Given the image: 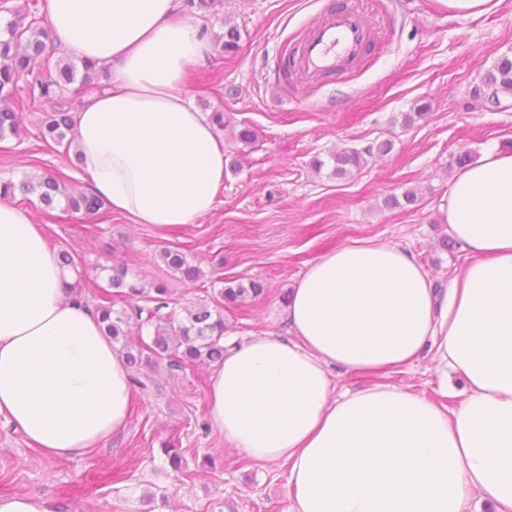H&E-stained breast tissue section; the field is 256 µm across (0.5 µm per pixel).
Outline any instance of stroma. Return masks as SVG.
I'll return each mask as SVG.
<instances>
[{
	"label": "stroma",
	"mask_w": 512,
	"mask_h": 512,
	"mask_svg": "<svg viewBox=\"0 0 512 512\" xmlns=\"http://www.w3.org/2000/svg\"><path fill=\"white\" fill-rule=\"evenodd\" d=\"M345 5L359 9L379 37L362 65L315 80L279 69L278 60L300 46L310 27ZM201 24L212 34L230 27L241 34L234 57L214 46L189 69L193 105L207 115L223 112L220 134L238 163L218 188L214 209L196 223L161 231L120 213L96 222L48 211L36 197L15 194L49 243L86 265L124 264L145 285L165 283L183 307L199 292L166 274L158 259L166 247L199 265L205 284L220 276L262 282V296L224 312L230 334L241 340L259 331L286 336L289 290L316 258L344 245H406L434 286L444 287L465 260L458 246H443L448 233L438 214L459 170L456 159L468 153L477 160L512 141V96L495 111L472 97L495 62L512 57V0H490L478 17L454 15L439 0H224L223 12ZM422 103L430 106L428 118L403 126V113ZM47 111L23 110L19 135L0 139V178L17 183L32 173L53 174L76 188L72 154L38 139ZM245 126L259 136L248 149L234 138ZM384 141L392 144L389 154L333 176L331 153ZM317 158L325 162L319 171L312 166ZM409 189L416 205L389 204ZM211 372L198 364L169 379L163 395L133 392L127 429L83 457L52 458L0 417V495L39 494L61 508L81 501L88 512H216L227 497L236 512H287L286 465L261 466L201 429ZM381 380L451 407L465 388L452 370L440 389L428 357L401 373L344 374L338 386L354 390ZM165 446L186 449L193 480L169 467Z\"/></svg>",
	"instance_id": "obj_1"
}]
</instances>
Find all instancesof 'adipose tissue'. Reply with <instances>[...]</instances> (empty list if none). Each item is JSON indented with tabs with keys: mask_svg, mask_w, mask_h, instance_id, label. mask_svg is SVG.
<instances>
[{
	"mask_svg": "<svg viewBox=\"0 0 512 512\" xmlns=\"http://www.w3.org/2000/svg\"><path fill=\"white\" fill-rule=\"evenodd\" d=\"M59 48L111 67L76 116L83 179L115 212L158 228L194 223L224 182V141L190 103L210 49L179 0H47ZM439 211L467 262L445 289L403 246L373 239L315 259L293 288L288 334L227 339L207 418L225 446L286 463L289 512H512V152L458 172ZM30 209L0 197V417L58 459L128 425L129 370ZM431 355L466 378L448 408L351 371Z\"/></svg>",
	"mask_w": 512,
	"mask_h": 512,
	"instance_id": "ef3b65f1",
	"label": "adipose tissue"
}]
</instances>
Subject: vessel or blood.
<instances>
[{"instance_id": "1", "label": "vessel or blood", "mask_w": 512, "mask_h": 512, "mask_svg": "<svg viewBox=\"0 0 512 512\" xmlns=\"http://www.w3.org/2000/svg\"><path fill=\"white\" fill-rule=\"evenodd\" d=\"M370 43L371 33L358 11L342 8L311 30L291 68L304 78L331 75L342 63L360 59Z\"/></svg>"}]
</instances>
